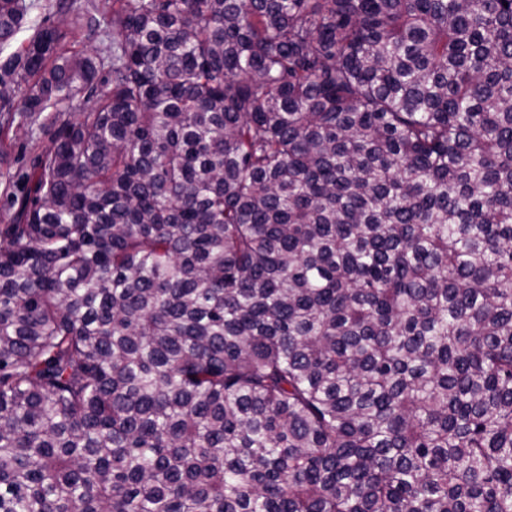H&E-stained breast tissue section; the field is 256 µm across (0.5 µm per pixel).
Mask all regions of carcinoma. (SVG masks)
I'll return each mask as SVG.
<instances>
[{"mask_svg":"<svg viewBox=\"0 0 512 512\" xmlns=\"http://www.w3.org/2000/svg\"><path fill=\"white\" fill-rule=\"evenodd\" d=\"M20 138L0 512H512V0H0Z\"/></svg>","mask_w":512,"mask_h":512,"instance_id":"carcinoma-1","label":"carcinoma"}]
</instances>
